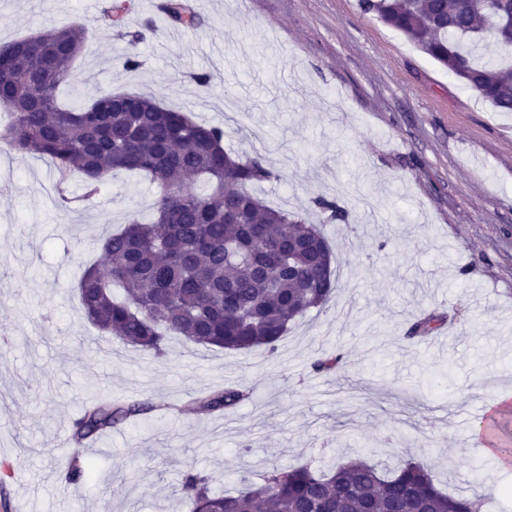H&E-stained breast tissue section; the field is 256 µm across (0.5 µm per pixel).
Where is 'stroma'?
Listing matches in <instances>:
<instances>
[{"label": "stroma", "mask_w": 512, "mask_h": 512, "mask_svg": "<svg viewBox=\"0 0 512 512\" xmlns=\"http://www.w3.org/2000/svg\"><path fill=\"white\" fill-rule=\"evenodd\" d=\"M140 0L132 43L96 30L94 0H0V43L89 23L60 103L108 91L153 96L225 144L262 153L279 180L255 195L318 224L335 256L336 290L276 353L228 352L171 337L158 358L101 333L76 287L99 240L153 217L155 188L117 175L91 197L71 177L62 207L55 171L0 142V512H185V465L214 491L276 465L324 466L361 452L390 467L429 465L449 494L512 512V463L475 451L474 419L512 391V112L468 90L357 0H190L194 28ZM133 54L139 69L125 70ZM208 73L210 85L195 77ZM337 200L328 224L313 200ZM446 327L408 339L425 314ZM342 352L334 373H314ZM243 384L224 414L184 412L194 395ZM169 405L91 442L93 466L62 478L66 439L92 397Z\"/></svg>", "instance_id": "35a3bbf8"}]
</instances>
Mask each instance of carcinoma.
Listing matches in <instances>:
<instances>
[{
  "mask_svg": "<svg viewBox=\"0 0 512 512\" xmlns=\"http://www.w3.org/2000/svg\"><path fill=\"white\" fill-rule=\"evenodd\" d=\"M358 7L400 31L495 109L512 112V63L478 53L493 20L495 53L512 46V14L502 13L494 0H358ZM164 9L174 23H197L184 0H166ZM96 22L133 42L145 37L122 31L119 5ZM85 45L79 23L42 30L35 42L29 35L0 44L9 59L0 67V106L11 116L9 145L50 159L61 203H72L65 184L74 174L90 195L124 170L144 173L159 188L152 221L133 217L104 239L102 260L87 268L78 285L82 313L113 338L157 357L166 355L172 333L232 352L257 346L276 352L290 324L324 306L335 290L318 269L332 253L301 245L309 236L322 244L324 238L301 214L273 209L254 195V185L277 181L279 174L260 154L242 159L226 149L224 127L198 123L142 94L107 112L106 93L80 106L59 104L57 90L72 80ZM200 181L209 192L196 191ZM314 205L328 221L348 223L335 201L318 197ZM444 324L421 316L409 335L422 339ZM341 360L332 352L312 369L334 372ZM248 397L245 388L227 387L197 396L189 410L224 412ZM154 409L95 398L73 423L76 449L66 480L77 482L88 469L81 460L84 442ZM240 483L232 494H214L209 477L191 465L180 480L188 512H482L481 498L442 492L430 469L412 461L380 469L356 455L320 468H277L260 484L245 477Z\"/></svg>",
  "mask_w": 512,
  "mask_h": 512,
  "instance_id": "carcinoma-1",
  "label": "carcinoma"
}]
</instances>
